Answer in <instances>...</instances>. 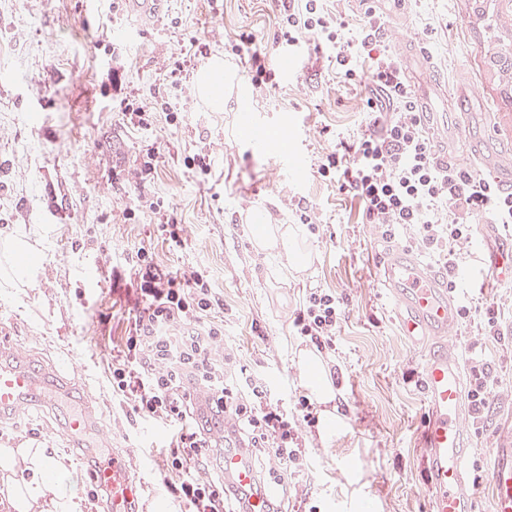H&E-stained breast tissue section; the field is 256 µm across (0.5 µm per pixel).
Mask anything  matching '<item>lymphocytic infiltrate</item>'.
Returning a JSON list of instances; mask_svg holds the SVG:
<instances>
[{
  "label": "lymphocytic infiltrate",
  "mask_w": 512,
  "mask_h": 512,
  "mask_svg": "<svg viewBox=\"0 0 512 512\" xmlns=\"http://www.w3.org/2000/svg\"><path fill=\"white\" fill-rule=\"evenodd\" d=\"M278 37L298 42L314 35L332 46L336 73L353 81L358 58L372 59V94L366 109L373 119L351 155L334 153L319 168L322 177L343 175L341 187L363 206L368 223L382 239H406L434 256L456 287L462 268L457 249L467 239L479 213L512 229V190L482 177L457 159H442L426 132V113L416 109L398 61L382 50L385 20L365 9L357 38L345 36V23L321 0H278ZM137 280L133 317L123 354L112 363V391L130 400L134 413L168 423L173 438L159 472L185 512H248L252 497L267 484L285 486V474L305 462L303 426L317 417L307 397H298L297 417H290L266 386L239 381L224 341V321L206 275L198 270L166 272L150 248L135 253ZM343 311L335 294L310 289L295 320L300 336L317 351L335 347ZM468 391L470 417L483 428L498 382L481 358L471 360ZM275 457L279 469L253 485L239 487L224 478L225 451ZM181 479L173 483L170 472Z\"/></svg>",
  "instance_id": "f902f5d3"
}]
</instances>
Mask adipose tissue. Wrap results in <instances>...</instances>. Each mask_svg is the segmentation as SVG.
Instances as JSON below:
<instances>
[{
	"label": "adipose tissue",
	"mask_w": 512,
	"mask_h": 512,
	"mask_svg": "<svg viewBox=\"0 0 512 512\" xmlns=\"http://www.w3.org/2000/svg\"><path fill=\"white\" fill-rule=\"evenodd\" d=\"M235 79L223 57H212L198 73L196 87L204 104L214 112L223 111L228 99L226 85ZM259 246L281 251L296 271L306 268L308 253L299 245L289 226L256 224L251 229ZM64 465L45 449L0 448V481L4 482L13 512H36L40 502H48L53 512H84L79 499L60 486Z\"/></svg>",
	"instance_id": "1"
}]
</instances>
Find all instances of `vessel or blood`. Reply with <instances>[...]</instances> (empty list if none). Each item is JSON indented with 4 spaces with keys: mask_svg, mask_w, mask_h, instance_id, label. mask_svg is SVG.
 Here are the masks:
<instances>
[{
    "mask_svg": "<svg viewBox=\"0 0 512 512\" xmlns=\"http://www.w3.org/2000/svg\"><path fill=\"white\" fill-rule=\"evenodd\" d=\"M383 278L391 308L411 345L445 336L455 325L456 289L449 287L444 272L431 270L420 256L393 250L383 266ZM420 369L428 405L424 463L433 512H475L468 492L477 475L464 430L463 361L456 350L444 347L424 357ZM45 386L53 396L69 395L65 379L45 383L23 352L0 346V419L40 401ZM485 474L492 491L488 512H512V434L504 435L490 452ZM224 475L241 486L254 479L238 453L225 455ZM91 479L95 485L110 489L112 512H127L136 496L137 483L125 456L101 461L92 470Z\"/></svg>",
    "mask_w": 512,
    "mask_h": 512,
    "instance_id": "vessel-or-blood-1",
    "label": "vessel or blood"
}]
</instances>
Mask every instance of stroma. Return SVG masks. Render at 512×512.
Returning a JSON list of instances; mask_svg holds the SVG:
<instances>
[{"instance_id": "35a3bbf8", "label": "stroma", "mask_w": 512, "mask_h": 512, "mask_svg": "<svg viewBox=\"0 0 512 512\" xmlns=\"http://www.w3.org/2000/svg\"><path fill=\"white\" fill-rule=\"evenodd\" d=\"M162 9L154 18L133 0H0V249L25 235L41 252L30 287L0 288V328L40 364L64 369L94 410L88 441L106 454H128L144 512H181L157 480L167 426L143 422L112 393V358L135 298L137 248L151 244L164 268L209 275L237 366L288 410L310 393L299 372L306 341L293 320L309 289L335 293L343 301L331 355L340 367L338 418L331 431L304 428L308 465L288 478L289 512L303 502L320 512H363L369 504L374 512H431L420 444L427 412L421 352L402 338L381 288L387 248L358 199L318 172L368 122L366 87L339 82L309 36L292 48V76L255 81L233 46L249 35L268 55L278 52L273 0H162ZM385 17L386 48L396 53L413 42L428 60L420 79L448 93L447 111L435 113L428 129L433 145L484 177L511 172L512 135H486L498 96L479 83L477 25L456 0H388ZM194 40L204 57L173 74ZM218 55L236 72L268 136L292 128L288 150L300 168L278 150L244 143L235 103L212 112L200 101L196 75L206 57ZM114 63L146 112V127L123 121L106 83ZM164 106L177 113V124L160 117ZM151 147L156 172L143 178ZM197 157L208 172L194 166ZM153 201L160 214L149 211ZM300 201L311 224L300 221ZM255 211L296 230L310 255L306 270L293 271L279 251L255 246L241 221ZM163 214L184 229L181 251L150 236ZM509 243L502 227L477 218L461 246L465 268L488 265ZM447 341L475 346L498 377L487 424L469 432L479 462L512 429V334L483 336L461 319ZM63 418L46 407L22 413L0 427V445L54 449L77 479L70 493L86 498L90 471L70 447Z\"/></svg>"}]
</instances>
